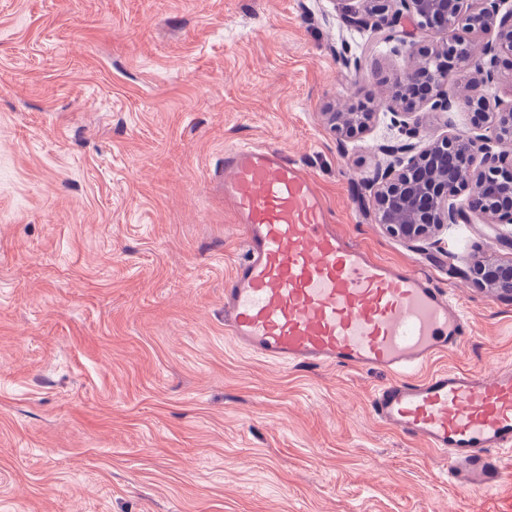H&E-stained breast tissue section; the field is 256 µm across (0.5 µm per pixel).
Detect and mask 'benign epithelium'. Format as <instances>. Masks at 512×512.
<instances>
[{
	"label": "benign epithelium",
	"instance_id": "benign-epithelium-1",
	"mask_svg": "<svg viewBox=\"0 0 512 512\" xmlns=\"http://www.w3.org/2000/svg\"><path fill=\"white\" fill-rule=\"evenodd\" d=\"M367 17L351 18L354 25L376 29L393 27L401 19L412 22L413 30H401L394 39L392 53L403 52L407 63L394 81L395 91L387 107L404 111L418 127L431 112H449L459 102L472 110L470 132L444 134L423 145H385L382 151L392 161L381 166L365 190L374 200V218L391 234L409 243L429 240L447 224H456L473 215L487 224L496 219L512 221V158L493 151V144L512 141V104L488 111L481 88L494 81L500 54L512 56V8L501 11L507 0H398V8L388 13L387 0H364ZM462 27L472 33H495V41L479 45V51L459 54L443 45L423 50L415 41L418 31ZM430 66L417 64L421 57ZM469 58L467 79L455 94L443 90L448 68L462 66ZM330 129L344 141L368 132L376 112L372 108L337 107L326 113ZM463 202H458L461 195ZM479 285L512 296V266L481 260L470 268Z\"/></svg>",
	"mask_w": 512,
	"mask_h": 512
}]
</instances>
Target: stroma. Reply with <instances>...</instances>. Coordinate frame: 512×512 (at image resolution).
Instances as JSON below:
<instances>
[{
	"label": "stroma",
	"instance_id": "obj_1",
	"mask_svg": "<svg viewBox=\"0 0 512 512\" xmlns=\"http://www.w3.org/2000/svg\"><path fill=\"white\" fill-rule=\"evenodd\" d=\"M333 0H0V512H512V474L458 492L378 423L381 371L268 362L224 335L239 228L208 181L280 149L337 226L450 290L471 333L437 366L512 362V223L414 247L376 224L381 147L464 133L379 113L337 141L328 105L381 102L404 66ZM359 59V68L343 58ZM470 276L479 285L512 296V266L481 260L470 268Z\"/></svg>",
	"mask_w": 512,
	"mask_h": 512
}]
</instances>
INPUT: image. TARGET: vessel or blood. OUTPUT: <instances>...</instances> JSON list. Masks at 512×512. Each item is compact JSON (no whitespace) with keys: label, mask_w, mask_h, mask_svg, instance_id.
<instances>
[{"label":"vessel or blood","mask_w":512,"mask_h":512,"mask_svg":"<svg viewBox=\"0 0 512 512\" xmlns=\"http://www.w3.org/2000/svg\"><path fill=\"white\" fill-rule=\"evenodd\" d=\"M210 181L242 232L225 336L273 363L390 373L373 396L379 422L447 459L456 490L498 483L512 453V364L423 371L470 330L449 292L339 233L313 178L277 148H227Z\"/></svg>","instance_id":"vessel-or-blood-1"}]
</instances>
